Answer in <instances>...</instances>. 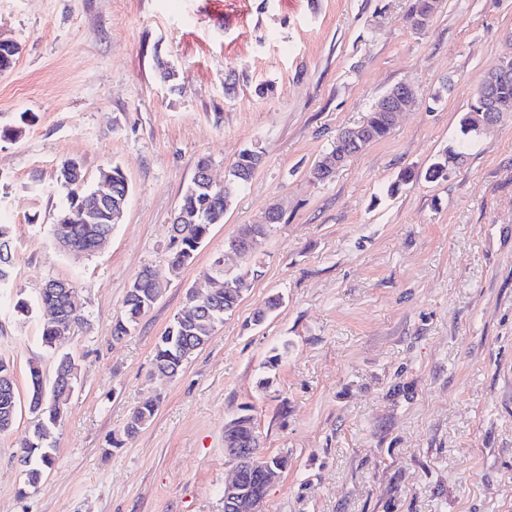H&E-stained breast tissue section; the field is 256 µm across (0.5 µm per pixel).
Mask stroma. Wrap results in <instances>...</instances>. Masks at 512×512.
<instances>
[{"instance_id":"1","label":"stroma","mask_w":512,"mask_h":512,"mask_svg":"<svg viewBox=\"0 0 512 512\" xmlns=\"http://www.w3.org/2000/svg\"><path fill=\"white\" fill-rule=\"evenodd\" d=\"M412 2L0 0V32L21 47L0 74V129L30 117L0 141V222L13 227L0 359L18 400L0 434V512H224V427L243 404L264 452L289 456L265 512H512V113L467 144L448 179L425 177L512 52V0H439L422 32L406 20ZM402 82L422 96L389 137L311 181L337 132ZM250 145L263 151L252 180L172 275V218L197 161L220 183ZM69 159L87 187L115 165L130 185L109 242L82 257L52 234ZM407 168L413 179L388 195ZM273 205L282 220L236 310L175 379L154 375L155 343L188 290L216 258L239 267L228 238ZM146 266L165 290L114 341ZM54 279L77 288L87 322L50 348L36 302ZM275 293L281 308L252 325ZM277 349L275 378L259 388ZM65 354L78 381L55 462L28 487L17 452L39 420L29 367L52 383ZM148 399L154 419L113 448Z\"/></svg>"}]
</instances>
